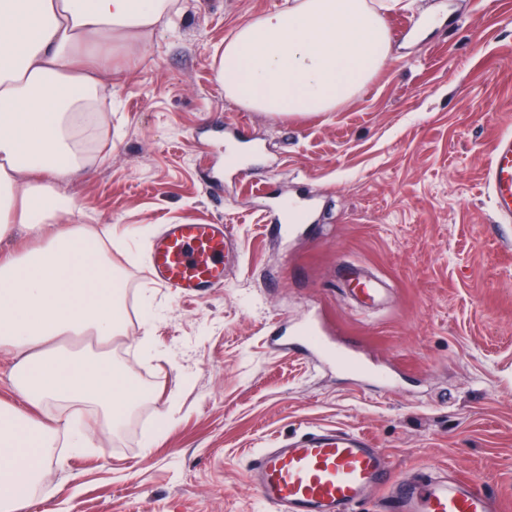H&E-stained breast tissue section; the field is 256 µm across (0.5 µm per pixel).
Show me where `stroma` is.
I'll return each mask as SVG.
<instances>
[{
	"label": "stroma",
	"instance_id": "1",
	"mask_svg": "<svg viewBox=\"0 0 512 512\" xmlns=\"http://www.w3.org/2000/svg\"><path fill=\"white\" fill-rule=\"evenodd\" d=\"M285 0H180L172 29L92 45L123 80L80 175L60 191L111 225L129 317L112 358L147 395L123 425L75 411L95 436L55 466L24 512H272L248 480L262 448L316 428L369 437L410 475L477 480L512 512V223L485 186L512 128V0H415L387 10L391 54L332 112L272 116L217 79L224 40ZM260 144L236 178L223 126ZM317 208L283 241L275 195ZM233 225L223 288L178 300L146 276L158 225ZM386 282L358 308L347 263ZM317 316L398 380L386 393L272 343L268 324Z\"/></svg>",
	"mask_w": 512,
	"mask_h": 512
}]
</instances>
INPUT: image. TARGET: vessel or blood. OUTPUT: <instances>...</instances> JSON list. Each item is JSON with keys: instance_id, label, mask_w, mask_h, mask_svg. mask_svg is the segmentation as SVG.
Instances as JSON below:
<instances>
[{"instance_id": "vessel-or-blood-1", "label": "vessel or blood", "mask_w": 512, "mask_h": 512, "mask_svg": "<svg viewBox=\"0 0 512 512\" xmlns=\"http://www.w3.org/2000/svg\"><path fill=\"white\" fill-rule=\"evenodd\" d=\"M486 187L498 223H512V131L492 143ZM232 225H163L154 237L147 272L175 296L189 297L224 285L228 264L238 259ZM384 282L368 280L352 289L354 303L368 305L385 294ZM300 353L347 369L360 380L389 389L392 373L364 360L354 347L327 336L315 317L292 329ZM249 482L273 512H358L367 497L383 493L384 512H502L497 496L479 482L452 474L407 481L395 475L389 456L366 436L320 428L275 448L260 449L248 466Z\"/></svg>"}]
</instances>
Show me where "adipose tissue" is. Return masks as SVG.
I'll list each match as a JSON object with an SVG mask.
<instances>
[{"instance_id":"1","label":"adipose tissue","mask_w":512,"mask_h":512,"mask_svg":"<svg viewBox=\"0 0 512 512\" xmlns=\"http://www.w3.org/2000/svg\"><path fill=\"white\" fill-rule=\"evenodd\" d=\"M177 0H0V241L26 225L33 236L70 199L56 185L82 161L77 138L105 109L95 70L80 52L89 39L148 35L178 13ZM390 36L368 0H288L238 25L224 42L217 79L226 97L272 115L329 112L385 65ZM121 284L98 231L81 224L18 251L0 252V348L13 354L18 404L0 403V512H20L71 428L72 407L97 408L119 425L139 400L118 373L110 346L122 333ZM90 335L104 350L87 356L58 345ZM55 406L57 414L38 419Z\"/></svg>"}]
</instances>
